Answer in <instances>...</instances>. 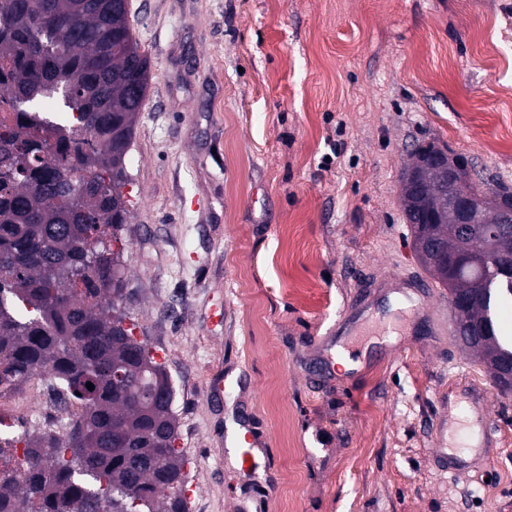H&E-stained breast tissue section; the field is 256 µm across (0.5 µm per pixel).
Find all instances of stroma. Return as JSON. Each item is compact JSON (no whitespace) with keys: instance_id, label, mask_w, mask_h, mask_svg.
I'll list each match as a JSON object with an SVG mask.
<instances>
[{"instance_id":"stroma-1","label":"stroma","mask_w":512,"mask_h":512,"mask_svg":"<svg viewBox=\"0 0 512 512\" xmlns=\"http://www.w3.org/2000/svg\"><path fill=\"white\" fill-rule=\"evenodd\" d=\"M149 59L122 307L171 377L189 512H512V397L448 334L400 174L432 142L512 188V0H129ZM359 354L346 370L337 349ZM488 394L468 460L460 413ZM493 480L489 493L479 481ZM242 441L248 446L245 448H239L238 465L240 473L244 477L252 482L257 488H263V482L261 481L259 466L257 458L260 453L263 452V448H260V439L252 433L250 429L242 436Z\"/></svg>"}]
</instances>
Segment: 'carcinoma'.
<instances>
[{
    "label": "carcinoma",
    "mask_w": 512,
    "mask_h": 512,
    "mask_svg": "<svg viewBox=\"0 0 512 512\" xmlns=\"http://www.w3.org/2000/svg\"><path fill=\"white\" fill-rule=\"evenodd\" d=\"M0 389L32 379L80 413L0 448V512H188L174 388L150 348L123 328L126 158L149 81L127 0H0ZM486 191L485 220L508 188ZM448 171L400 180L405 216L432 207ZM455 214L411 225L412 247L448 297L454 339L495 384L512 386V342L495 309L512 299V233L486 243L505 268L452 270L470 232ZM124 378L115 379L116 371ZM92 383L94 389L86 387Z\"/></svg>",
    "instance_id": "1"
}]
</instances>
